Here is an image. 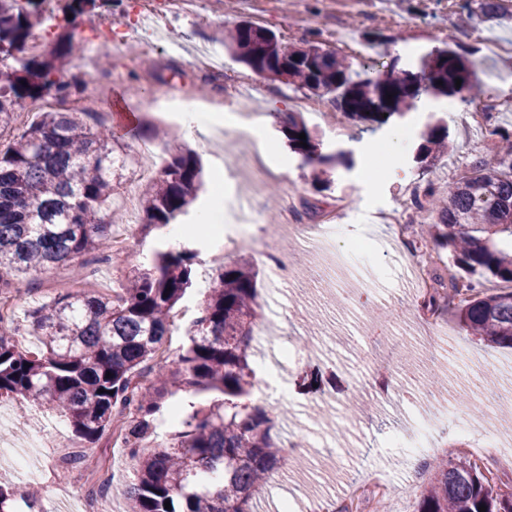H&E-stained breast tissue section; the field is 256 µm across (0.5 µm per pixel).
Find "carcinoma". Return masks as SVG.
I'll use <instances>...</instances> for the list:
<instances>
[{
	"label": "carcinoma",
	"mask_w": 512,
	"mask_h": 512,
	"mask_svg": "<svg viewBox=\"0 0 512 512\" xmlns=\"http://www.w3.org/2000/svg\"><path fill=\"white\" fill-rule=\"evenodd\" d=\"M505 0H479L486 20L504 13ZM51 0H0V296L11 293L14 277L75 265L97 254L113 261L112 212L123 171L135 158L122 138L92 127L86 112L67 107L41 112L23 128L17 112L53 88L66 102L74 86L55 79L78 50L63 28L57 50L32 54L34 30L52 13ZM112 0H66L64 12L79 15ZM244 21L224 34V48L252 71L268 68L278 80L302 92L332 94L348 117L383 125L411 109L420 89L452 97L477 90L474 62L453 49L416 71L391 65L387 79L353 77L346 58L316 42L302 45ZM461 86H456V80ZM392 99H386V95ZM289 147L306 163L347 166L344 152L323 153L321 143L293 112L280 116ZM306 136L300 145L297 135ZM499 137L496 158L478 159L471 174L449 189L448 204L432 190L424 197L439 210L433 240L451 247L456 266L468 275H490L507 287L473 294L472 283L450 278L448 308L461 329L491 347L512 349V135ZM448 146V129L426 126L417 160L425 163ZM202 188L201 166L190 153L173 155L139 200L143 228L175 221ZM197 252L158 249L148 268L125 279L112 297L78 285L45 296L23 320L0 311V398L21 397L48 404L66 416L73 437L94 442L119 426L136 462L127 487L128 512H255L270 472L288 466L277 423L255 403L258 383L253 360L254 331L261 320L258 271L247 262L220 267L206 289L189 343L166 363L156 351L171 331L170 315L192 286ZM38 337L34 351L18 348L15 337ZM111 377H106V374ZM181 392L201 397L185 412L177 402L169 415L180 431L171 443L142 444L154 433L167 401ZM89 496L110 488L108 471L90 468ZM170 501L171 509L164 508ZM43 496L25 487L0 485V512H42ZM512 512V491L493 483L466 458L440 460L422 493L417 512Z\"/></svg>",
	"instance_id": "cac0c4a2"
}]
</instances>
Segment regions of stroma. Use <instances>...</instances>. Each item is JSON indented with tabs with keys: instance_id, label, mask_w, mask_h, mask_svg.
Instances as JSON below:
<instances>
[{
	"instance_id": "35a3bbf8",
	"label": "stroma",
	"mask_w": 512,
	"mask_h": 512,
	"mask_svg": "<svg viewBox=\"0 0 512 512\" xmlns=\"http://www.w3.org/2000/svg\"><path fill=\"white\" fill-rule=\"evenodd\" d=\"M148 7L165 28L166 42L153 43L143 23ZM244 21L294 43L319 40L363 76L393 62L416 68L425 54L450 46L474 61L482 93L446 98L424 89L404 116L372 129L342 118L330 96L293 90L233 61L224 50V32ZM71 30L86 50L58 72V81L103 86L109 128L122 131L129 120L165 125L168 154L193 150L206 176L223 167L225 231L241 224H333L338 249L361 246L351 253L347 276L303 293L286 281L272 282L267 267L259 269L263 319L274 325L280 347L297 351L296 359L275 371L291 402L268 399L264 405L304 440L308 452L292 478L267 483L258 512H277L284 502L292 512H339L344 500L361 492L371 470L382 472L390 490L388 512H416L431 478L428 462L456 458L458 437L471 447L482 436L512 445V411L481 405L469 391L477 379L494 388L512 386V350L485 346L448 315L424 322L425 293L397 302L402 267L419 260L422 249L432 254L430 276L460 269L449 249L415 231L401 235L392 229L396 223H437V212L421 204L426 189L447 197L475 158L493 153L490 129L512 132V9L485 21L466 0H113L111 8L78 15ZM102 43L111 47V64L104 68L89 52ZM189 99L223 114L220 153H213L208 129L186 136L180 114ZM280 106L301 113L325 152H346L351 165L323 174L304 163L288 147ZM436 119L448 128V148L424 167L416 160L417 147L427 123ZM397 129L405 131L408 147L391 157L386 145ZM112 235L128 237L131 247L120 262L94 264L92 278L116 290L127 271L147 268L166 238L164 229L124 221ZM404 323L420 336L412 351L416 365L442 382L433 403L445 404L447 415L417 457L388 446L387 437L395 431L412 435L431 403L413 397L390 363L379 361L361 340L365 331L396 335ZM325 394L335 395V407L320 404ZM78 451L103 462L112 476L109 494L117 512H125V485L134 468L126 449L113 447L107 432L79 444Z\"/></svg>"
}]
</instances>
